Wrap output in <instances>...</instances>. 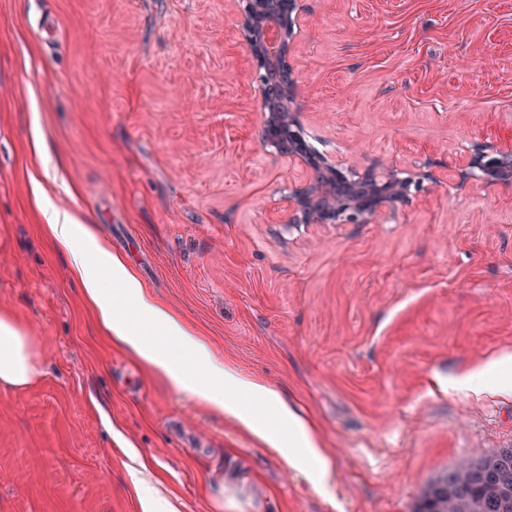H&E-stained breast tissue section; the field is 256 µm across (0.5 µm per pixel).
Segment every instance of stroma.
I'll list each match as a JSON object with an SVG mask.
<instances>
[{
  "mask_svg": "<svg viewBox=\"0 0 512 512\" xmlns=\"http://www.w3.org/2000/svg\"><path fill=\"white\" fill-rule=\"evenodd\" d=\"M292 48L309 144L360 170L429 163L384 223L290 227L286 163L233 0H0V309L39 342L0 388V512H143L126 446L179 512H411L461 459L512 447V392L460 371L512 351V0H305ZM70 209L218 356L314 420L288 467L146 375L85 311L34 204ZM484 148H488L486 152ZM478 170L480 174H476ZM457 175L462 181L474 179L484 186L497 183H511L512 148H496L494 145L483 146L463 165H459Z\"/></svg>",
  "mask_w": 512,
  "mask_h": 512,
  "instance_id": "1",
  "label": "stroma"
}]
</instances>
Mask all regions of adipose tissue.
I'll list each match as a JSON object with an SVG mask.
<instances>
[{"label":"adipose tissue","mask_w":512,"mask_h":512,"mask_svg":"<svg viewBox=\"0 0 512 512\" xmlns=\"http://www.w3.org/2000/svg\"><path fill=\"white\" fill-rule=\"evenodd\" d=\"M41 233L70 255L85 308L101 334L210 412L229 418L272 448L293 468L322 458L315 423L280 390L242 375L166 305L150 296L126 260L93 227L70 212L47 216ZM38 341L18 317L0 311V386L24 389L42 376Z\"/></svg>","instance_id":"ef3b65f1"}]
</instances>
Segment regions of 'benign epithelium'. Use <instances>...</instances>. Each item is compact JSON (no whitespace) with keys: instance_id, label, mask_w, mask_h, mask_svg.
<instances>
[{"instance_id":"7a95c632","label":"benign epithelium","mask_w":512,"mask_h":512,"mask_svg":"<svg viewBox=\"0 0 512 512\" xmlns=\"http://www.w3.org/2000/svg\"><path fill=\"white\" fill-rule=\"evenodd\" d=\"M238 25L261 88L263 143L298 172L283 195L287 223L361 224L378 218L411 189L437 178L429 171L379 168L362 172L328 160L308 143L295 106L297 80L289 62L302 0H238ZM485 186L512 181V148L479 149L457 169Z\"/></svg>"}]
</instances>
